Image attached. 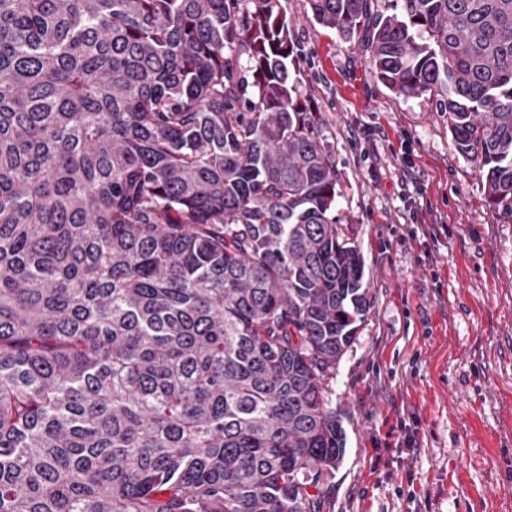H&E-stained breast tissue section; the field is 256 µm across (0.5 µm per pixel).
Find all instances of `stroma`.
Listing matches in <instances>:
<instances>
[{
  "label": "stroma",
  "mask_w": 512,
  "mask_h": 512,
  "mask_svg": "<svg viewBox=\"0 0 512 512\" xmlns=\"http://www.w3.org/2000/svg\"><path fill=\"white\" fill-rule=\"evenodd\" d=\"M286 7L370 287L324 382L346 454L323 512H512V222L428 96L391 92L306 0Z\"/></svg>",
  "instance_id": "obj_1"
}]
</instances>
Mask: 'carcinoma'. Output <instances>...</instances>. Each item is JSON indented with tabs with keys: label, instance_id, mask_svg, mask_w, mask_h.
Segmentation results:
<instances>
[{
	"label": "carcinoma",
	"instance_id": "1",
	"mask_svg": "<svg viewBox=\"0 0 512 512\" xmlns=\"http://www.w3.org/2000/svg\"><path fill=\"white\" fill-rule=\"evenodd\" d=\"M286 0H0V512H322L370 305ZM512 221V0H307Z\"/></svg>",
	"mask_w": 512,
	"mask_h": 512
}]
</instances>
